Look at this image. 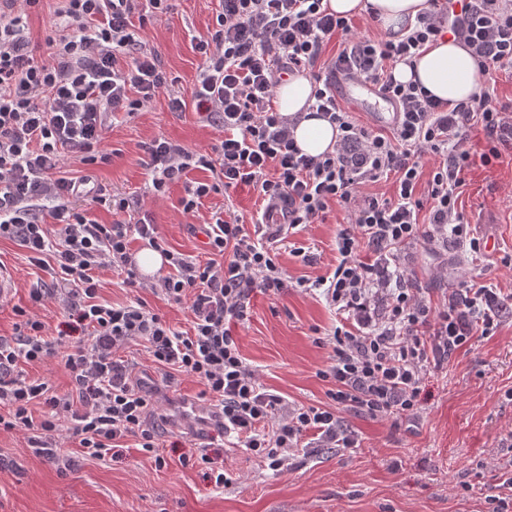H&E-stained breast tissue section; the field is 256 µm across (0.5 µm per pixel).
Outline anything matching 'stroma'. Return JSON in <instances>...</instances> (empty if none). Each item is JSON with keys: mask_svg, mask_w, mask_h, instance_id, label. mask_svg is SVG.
Returning a JSON list of instances; mask_svg holds the SVG:
<instances>
[{"mask_svg": "<svg viewBox=\"0 0 512 512\" xmlns=\"http://www.w3.org/2000/svg\"><path fill=\"white\" fill-rule=\"evenodd\" d=\"M217 0H173L171 9L145 26L141 36L154 49L173 88L189 94L200 58L196 40L216 24ZM164 137L205 152L222 132L194 112H173L159 95L134 115L117 113L106 134L110 164L97 168L102 184L115 192L144 193L148 182L144 147ZM491 165L475 163L466 173L458 211L480 242L493 249L474 255L468 245H431L422 241L403 249L405 276L433 305L460 284L492 288L503 306L512 305V147H501ZM183 184L165 196L146 195L145 209L169 249L204 254V223L213 212L232 205L244 216L256 214L262 198L245 187L231 196L203 198L196 215L184 214ZM342 212L331 210L324 223L304 224L279 242L278 261L288 280L279 295L255 294L249 316L236 329L240 350L260 381L293 406L326 404L327 382L320 370L330 363L331 348L317 342L315 328L328 329L335 313L319 297L299 287L302 278L333 270L336 234ZM315 253L316 265L304 263L295 248ZM0 262L15 274L12 294L0 300V336L9 337L21 313L37 314L48 328L64 321L66 305L50 299L33 306L29 291L46 272L30 266L19 242L0 239ZM100 300L124 304L140 298L170 325L189 331L187 304L171 303L150 290L128 287L119 272L98 273ZM512 314L504 315L492 336H472L424 384L425 399L414 418L372 419L340 410L344 427L358 438L354 448H311L273 470L246 448L221 451L227 486H215L204 465L191 462L211 429L188 434L180 447L143 451L126 438L115 456H83L63 422L59 443L73 464L58 471L36 455L24 431H0V512H485L484 497L498 481L499 464L512 456ZM165 465H157L156 456Z\"/></svg>", "mask_w": 512, "mask_h": 512, "instance_id": "1", "label": "stroma"}]
</instances>
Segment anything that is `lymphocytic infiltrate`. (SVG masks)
<instances>
[{
	"mask_svg": "<svg viewBox=\"0 0 512 512\" xmlns=\"http://www.w3.org/2000/svg\"><path fill=\"white\" fill-rule=\"evenodd\" d=\"M42 0H6L0 10V239L16 240L28 260L50 277L30 291L33 303L61 297L67 320L56 333L33 317L0 337V430L29 432L36 453L70 465L55 437L61 419L84 454L103 458L133 436L147 452L158 446L146 425L155 390L136 380L119 355L131 341L148 344L162 382L175 375L203 386L215 427L233 436L273 469L300 451L304 436L337 448L358 444L337 407H353L373 419L410 416L420 405L431 367L440 366L474 335H493L501 324L496 293L484 286L449 290L438 309L421 289L406 283L403 246L428 241H468V224L457 210L472 155L464 146L469 128L480 125L489 149L483 164L512 142V108L486 92L451 104L419 82L397 80L399 64H412L429 43L455 37L474 55L485 82L512 74V0H464L449 17L445 0H432L406 35L372 41L355 32L351 18L329 12L322 0H219L217 26L194 49L201 58L190 95L172 91L157 55L137 32L169 0H55V21L45 38L48 58L36 56L25 32L29 10ZM339 51L330 74L317 64L332 38ZM378 86L394 101L398 120L389 133L355 124L334 90L333 72ZM309 73L316 114L339 130L334 151L302 154L292 123L273 106L285 77ZM166 94L174 112L192 110L222 128L224 138L202 154L164 138L146 148L150 190L165 195L193 167L211 171L208 182L185 186L184 212L202 198L252 187L265 211L280 210L289 228L325 220L331 205L344 209L347 227L336 235L337 265L329 276L308 282L346 318L326 335L331 364L328 406L288 408L260 383L240 352L233 332L248 318L254 292L276 295L287 288L273 238L258 239L242 216L213 213L206 261L166 250L138 194H115L90 175L66 170L68 154L87 166L110 163L105 146L109 118L133 113ZM431 166L427 198L416 195L424 166ZM393 177V197L363 194L361 185ZM106 207L115 222L89 219L86 205ZM428 211V231L419 227ZM135 223H127L129 215ZM140 240L163 251L167 271L149 285L169 299L190 298L192 329L174 330L144 300L111 305L96 300L97 270L124 272L130 287L143 284L131 244ZM378 254V261L360 254ZM67 347L64 365L71 390L60 395L43 380L17 375L19 363L43 362ZM41 416H34V407Z\"/></svg>",
	"mask_w": 512,
	"mask_h": 512,
	"instance_id": "1",
	"label": "lymphocytic infiltrate"
}]
</instances>
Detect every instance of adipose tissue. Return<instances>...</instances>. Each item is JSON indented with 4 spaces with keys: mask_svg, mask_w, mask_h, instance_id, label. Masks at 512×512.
I'll use <instances>...</instances> for the list:
<instances>
[{
    "mask_svg": "<svg viewBox=\"0 0 512 512\" xmlns=\"http://www.w3.org/2000/svg\"><path fill=\"white\" fill-rule=\"evenodd\" d=\"M340 15H362L375 9L380 15L388 38H401L408 22L428 10L427 0H327ZM398 80L419 82L431 94L451 103L469 100L478 86V67L463 42L444 37L429 45L415 66L399 65ZM312 82L308 76L296 75L282 82L277 90L278 110L296 119L294 138L304 153L319 155L333 150L337 130L327 120L309 114Z\"/></svg>",
    "mask_w": 512,
    "mask_h": 512,
    "instance_id": "obj_1",
    "label": "adipose tissue"
}]
</instances>
